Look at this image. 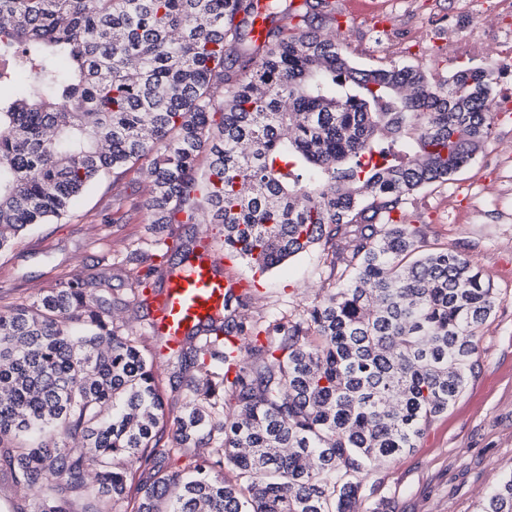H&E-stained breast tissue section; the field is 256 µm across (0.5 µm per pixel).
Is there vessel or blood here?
<instances>
[{"mask_svg":"<svg viewBox=\"0 0 512 512\" xmlns=\"http://www.w3.org/2000/svg\"><path fill=\"white\" fill-rule=\"evenodd\" d=\"M231 253H218L200 246L194 259L164 273L156 293L150 294L153 330L163 337L166 349L176 348L183 338L224 313L228 295L240 294L244 281L223 275Z\"/></svg>","mask_w":512,"mask_h":512,"instance_id":"obj_1","label":"vessel or blood"}]
</instances>
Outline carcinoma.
<instances>
[{
	"mask_svg": "<svg viewBox=\"0 0 512 512\" xmlns=\"http://www.w3.org/2000/svg\"><path fill=\"white\" fill-rule=\"evenodd\" d=\"M256 2L0 0V251L145 160L158 247L205 211L213 246L255 272L322 245L333 284L239 321L249 288L184 337L173 418L148 331L113 321L101 278L1 306L0 469L34 512H356L368 475L417 447L472 374L497 297L462 254L418 252L403 207L488 141L494 77L358 68L295 0H267L258 44ZM161 271L127 254L139 304ZM483 512H512V476Z\"/></svg>",
	"mask_w": 512,
	"mask_h": 512,
	"instance_id": "carcinoma-1",
	"label": "carcinoma"
}]
</instances>
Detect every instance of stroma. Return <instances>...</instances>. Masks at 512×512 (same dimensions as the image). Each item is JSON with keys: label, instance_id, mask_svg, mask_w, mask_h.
Returning a JSON list of instances; mask_svg holds the SVG:
<instances>
[{"label": "stroma", "instance_id": "1", "mask_svg": "<svg viewBox=\"0 0 512 512\" xmlns=\"http://www.w3.org/2000/svg\"><path fill=\"white\" fill-rule=\"evenodd\" d=\"M346 14L344 53L359 68L386 65V16L396 33L418 27L444 39L453 0H332ZM512 113L494 117L491 136L474 160L447 183L428 186L406 206L407 221L424 227L433 249L463 253L478 267L498 305L478 332V366L465 390L427 427L417 448L379 466L359 512H481L490 493L512 476ZM150 180L132 167L106 174L75 199L69 213L38 224L0 251V305L30 302L77 275L109 280L112 310L130 328L149 317L115 269L133 244L152 243L145 202ZM320 249L289 260L262 277L247 317L274 318L287 306L305 305L326 285Z\"/></svg>", "mask_w": 512, "mask_h": 512}]
</instances>
